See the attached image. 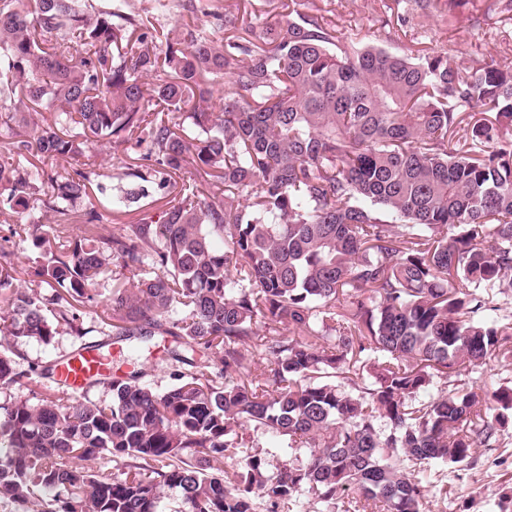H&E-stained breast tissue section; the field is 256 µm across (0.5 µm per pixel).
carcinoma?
<instances>
[{"label":"carcinoma","instance_id":"cac0c4a2","mask_svg":"<svg viewBox=\"0 0 512 512\" xmlns=\"http://www.w3.org/2000/svg\"><path fill=\"white\" fill-rule=\"evenodd\" d=\"M418 2L450 21L468 5ZM0 127L18 158L0 162V214L32 200L54 216L45 226L28 207V223L8 225L40 232L46 260L24 267L0 246V337L82 335L110 273L99 318L112 344L167 342L194 368L163 392L131 371L98 382L107 401L0 400V500L162 512L166 486L180 512H255L259 500L289 512L304 490L345 512H424L426 487L399 456L470 461L512 423V388L452 380L512 361V323L480 291L512 294L511 64L341 43L319 13L161 36L126 0H0ZM101 142L135 154L117 159L134 187L110 195L114 212L187 167L198 183L156 220L73 234L93 185L79 162ZM32 149L62 170L28 168ZM24 278L35 287H16ZM280 325L288 335L260 333ZM18 357L0 354V389L28 377ZM436 380L440 395L417 399ZM252 427L309 454L272 471L242 451ZM104 454L123 469L85 466Z\"/></svg>","mask_w":512,"mask_h":512}]
</instances>
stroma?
<instances>
[{"label":"stroma","mask_w":512,"mask_h":512,"mask_svg":"<svg viewBox=\"0 0 512 512\" xmlns=\"http://www.w3.org/2000/svg\"><path fill=\"white\" fill-rule=\"evenodd\" d=\"M180 2L169 0L168 9L158 12L154 0H127L131 13L149 17L160 31L187 24H207V17L186 12ZM494 2L472 0L468 10L450 23L441 21L433 12L416 13L414 0H213L211 7L222 17L223 31L232 35L250 25L275 22L287 10L305 14L319 6L329 10L340 42L359 41L390 53L424 48L450 54L457 64L470 67L512 62V12L494 10ZM400 15L405 18L401 24L396 21ZM123 152V147L112 144L93 146L90 152L89 164L96 174L95 181L104 188L103 193L91 195L99 216L95 229L100 233L137 223L144 217L158 216L163 204L161 190L153 189L147 197L131 204L127 213L113 215L104 192L115 185L118 173L110 160ZM98 314L97 306L86 308L83 335L63 332L47 346L35 341L18 343L19 367L29 371L30 376L14 387V394L35 401L48 391L50 380L35 374V367L69 354L80 345L100 341ZM246 444L250 451L265 455L275 468L305 459L308 454L304 448L293 451L283 448L281 438L262 428L250 430ZM398 464L426 486L432 512H512V428L506 431L499 445L477 449L474 463L468 465L418 466L405 456L400 457Z\"/></svg>","instance_id":"obj_1"}]
</instances>
